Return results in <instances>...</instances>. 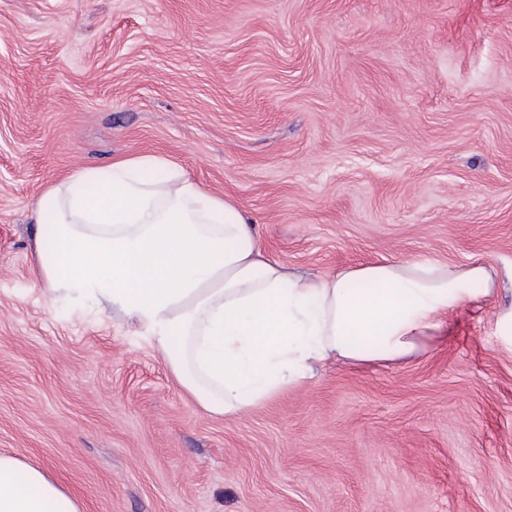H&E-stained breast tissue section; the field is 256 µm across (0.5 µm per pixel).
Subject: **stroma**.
Masks as SVG:
<instances>
[{
  "label": "stroma",
  "mask_w": 512,
  "mask_h": 512,
  "mask_svg": "<svg viewBox=\"0 0 512 512\" xmlns=\"http://www.w3.org/2000/svg\"><path fill=\"white\" fill-rule=\"evenodd\" d=\"M158 154L311 273L512 268V0H0V453L81 512H512V285L401 362L208 414L146 337L54 308L37 199Z\"/></svg>",
  "instance_id": "stroma-1"
}]
</instances>
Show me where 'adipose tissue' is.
<instances>
[{
  "label": "adipose tissue",
  "mask_w": 512,
  "mask_h": 512,
  "mask_svg": "<svg viewBox=\"0 0 512 512\" xmlns=\"http://www.w3.org/2000/svg\"><path fill=\"white\" fill-rule=\"evenodd\" d=\"M32 268L50 301L146 336L205 412L238 416L330 360L424 351L462 304L490 296L475 262L384 258L303 274L268 256L255 221L159 155L78 168L34 207ZM0 512H79L39 468L0 454Z\"/></svg>",
  "instance_id": "obj_1"
}]
</instances>
